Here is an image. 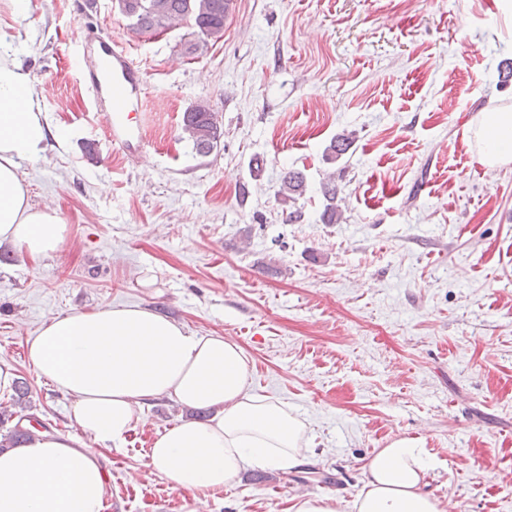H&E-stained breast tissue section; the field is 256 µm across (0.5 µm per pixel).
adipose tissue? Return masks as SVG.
I'll return each instance as SVG.
<instances>
[{
    "label": "adipose tissue",
    "instance_id": "obj_1",
    "mask_svg": "<svg viewBox=\"0 0 512 512\" xmlns=\"http://www.w3.org/2000/svg\"><path fill=\"white\" fill-rule=\"evenodd\" d=\"M15 36L0 28V246L38 258L58 251L67 226L34 208L22 161L47 148L49 128L28 91L30 76L6 58ZM488 170L512 163V106L482 113L472 129ZM29 360L71 400L81 438L33 432L0 452V512H102L109 470L100 443L120 444L145 404L168 398L209 410L155 439L149 464L172 488L221 490L248 467L288 471L304 464L310 438L286 404L251 389V359L236 342L200 336L139 307L57 316L29 344ZM434 461L422 441L393 439L366 465L354 512H443L425 489Z\"/></svg>",
    "mask_w": 512,
    "mask_h": 512
}]
</instances>
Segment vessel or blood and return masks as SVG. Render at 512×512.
<instances>
[{
  "label": "vessel or blood",
  "mask_w": 512,
  "mask_h": 512,
  "mask_svg": "<svg viewBox=\"0 0 512 512\" xmlns=\"http://www.w3.org/2000/svg\"><path fill=\"white\" fill-rule=\"evenodd\" d=\"M85 44L97 46L96 63L83 73V81L95 101H108L105 132L122 152L143 151L149 145L134 98L144 90L141 69L118 40L85 31Z\"/></svg>",
  "instance_id": "1"
}]
</instances>
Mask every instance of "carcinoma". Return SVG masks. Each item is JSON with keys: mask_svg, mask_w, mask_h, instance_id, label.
I'll return each instance as SVG.
<instances>
[{"mask_svg": "<svg viewBox=\"0 0 512 512\" xmlns=\"http://www.w3.org/2000/svg\"><path fill=\"white\" fill-rule=\"evenodd\" d=\"M230 0H115L118 11L131 21L133 30L139 33L154 34L160 29L187 28L184 53L197 54L199 48L208 43L218 42L224 36V23L229 12ZM182 130L193 143L197 153L206 155L217 147L221 131L214 113L198 112L191 108L184 112ZM354 143L349 133L336 135L324 150L326 160L335 162L345 155ZM306 191L302 172L287 170L281 177L277 191L279 200L288 204V223L298 224L304 219L302 208L296 201ZM320 192L326 201L322 219L327 224H337L342 219V210L336 204L338 189L335 177L330 176L320 184ZM18 417L14 425H9L13 417ZM31 421L28 414L0 410V450L13 448L24 442L31 429L22 426V421Z\"/></svg>", "mask_w": 512, "mask_h": 512, "instance_id": "cac0c4a2", "label": "carcinoma"}]
</instances>
